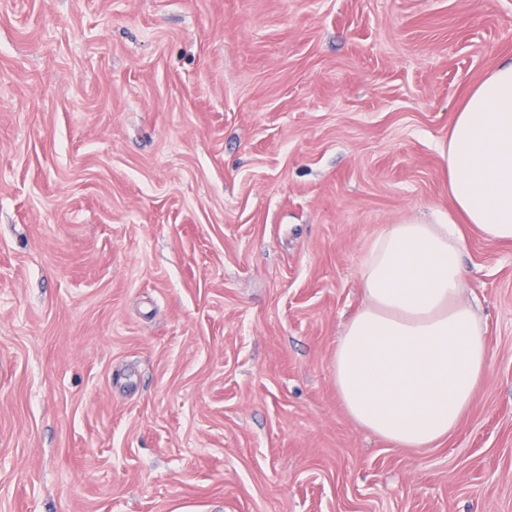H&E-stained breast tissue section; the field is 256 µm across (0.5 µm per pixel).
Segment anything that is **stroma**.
<instances>
[{"instance_id": "stroma-1", "label": "stroma", "mask_w": 512, "mask_h": 512, "mask_svg": "<svg viewBox=\"0 0 512 512\" xmlns=\"http://www.w3.org/2000/svg\"><path fill=\"white\" fill-rule=\"evenodd\" d=\"M512 0H0V512H512V243L437 447L332 370Z\"/></svg>"}]
</instances>
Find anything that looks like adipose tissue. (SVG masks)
<instances>
[{
  "label": "adipose tissue",
  "mask_w": 512,
  "mask_h": 512,
  "mask_svg": "<svg viewBox=\"0 0 512 512\" xmlns=\"http://www.w3.org/2000/svg\"><path fill=\"white\" fill-rule=\"evenodd\" d=\"M438 151L464 222L512 242V59L470 92ZM465 246L449 217L409 219L385 225L363 260L364 303L333 356L336 391L356 424L394 445L448 437L487 375L481 322L464 296Z\"/></svg>",
  "instance_id": "1"
}]
</instances>
